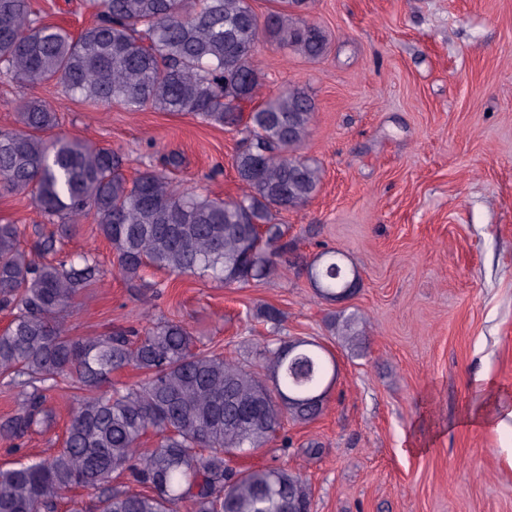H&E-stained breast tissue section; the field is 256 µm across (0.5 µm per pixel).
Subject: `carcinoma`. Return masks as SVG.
Segmentation results:
<instances>
[{
	"label": "carcinoma",
	"instance_id": "obj_1",
	"mask_svg": "<svg viewBox=\"0 0 512 512\" xmlns=\"http://www.w3.org/2000/svg\"><path fill=\"white\" fill-rule=\"evenodd\" d=\"M95 22L74 36L46 24L29 0H0V77L52 82L106 108L192 114L242 134L233 158L247 191L226 201L174 184L165 171L128 179L121 154L44 133L59 124L49 105L25 102L18 130L0 131V194H29L56 230L34 248L19 225L0 223V376L26 388L0 420V435L21 439L54 423L49 401L68 384L72 413L61 447L38 460L0 467V512H59L65 493L99 492L100 512H309L311 488L285 467L240 470L232 459L265 447L284 420L310 423L336 381V358L315 340L266 344L261 370L197 346L182 322L149 321L101 336H74L67 320L76 296L100 274L95 254L56 257L57 243L90 218L127 280L148 267L213 278L226 285L267 279L290 264L283 210L318 191L321 169L298 150L314 103L293 88L253 108L263 74L261 34L305 57L327 48L323 30L294 16L308 0H276L263 18L250 0H85ZM326 301L356 270L328 249L305 265ZM361 318L331 322L338 343L362 348ZM134 367L138 383L116 387L112 372ZM157 437L143 447L148 435ZM125 481L112 484L113 475Z\"/></svg>",
	"mask_w": 512,
	"mask_h": 512
}]
</instances>
